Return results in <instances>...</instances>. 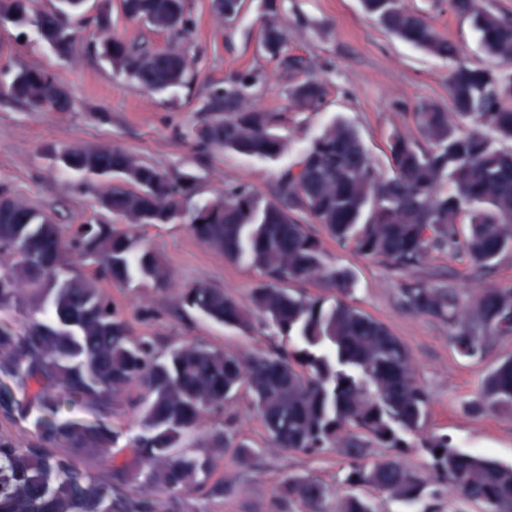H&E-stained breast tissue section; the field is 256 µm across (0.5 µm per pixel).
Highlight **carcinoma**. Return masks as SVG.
<instances>
[{"label":"carcinoma","mask_w":512,"mask_h":512,"mask_svg":"<svg viewBox=\"0 0 512 512\" xmlns=\"http://www.w3.org/2000/svg\"><path fill=\"white\" fill-rule=\"evenodd\" d=\"M84 2L57 0L53 12L32 14L29 0H0V21L35 29L67 57L74 34L63 18L80 13ZM264 4L277 15L270 26L262 16L261 41L275 47L268 58L290 72L305 68L302 59L284 55L282 4ZM361 6L388 34L453 63L448 106L432 100L414 105L420 137L390 138L387 174L344 121L328 125L292 157L272 197L238 182L191 210V172L168 174L119 147L70 145L56 153L64 168L98 184V207L120 221L187 219L207 247L260 274L248 308L202 281L178 296L187 314L243 333L260 317L288 340L249 356L247 371L238 355L219 347L185 341L162 349L150 336L131 334L104 288L165 286L169 269L149 246L117 224L65 226L23 198L0 195V311L26 316L21 331L0 324V416L30 424L35 436L24 448L0 436V512H155L158 493L224 494V481L211 480V449H232L243 467L255 451L238 436L235 419L206 431L202 417L223 416L243 385L277 447L309 456L335 448L348 458L342 478L348 491L337 512H379L376 500L359 494L367 488L408 504L437 501L451 490L480 512H512V465L464 452L447 434L424 432L431 398L416 379L410 350L383 322L341 299L353 287V271L329 261L300 221L312 219L339 247L399 273L402 306L448 324L459 357L478 361L491 342L512 336V288H446L413 274L434 252H461L479 269L512 253V151L502 147L512 142V95L503 92L512 80V20L484 0H449L495 63L482 68L462 60L459 45L404 0H361ZM121 7L127 18L157 30L184 35L192 25L184 0H122ZM95 27L99 54L133 87L164 92L188 82L182 50L160 61L155 52L113 36L107 16L97 17ZM262 78L247 71L213 90L224 117L193 131L199 154L213 148L267 160L285 154L281 114L253 102ZM57 88L47 72L31 68L14 71L8 84L31 109ZM325 96L314 74L289 91L291 103L308 111L318 110ZM312 280L336 291V299L288 288ZM132 390L135 433L129 456L119 462L114 448L122 431L112 425V405ZM77 409L91 418L76 416ZM472 410L512 415V357L485 376ZM410 436L427 456V477L406 462ZM369 442L387 450L370 464ZM87 456L109 463L113 478L86 470L81 460ZM131 478L145 488L138 498L121 490ZM328 494L327 486L290 475L274 502L280 509L298 499L307 512H321Z\"/></svg>","instance_id":"obj_1"}]
</instances>
